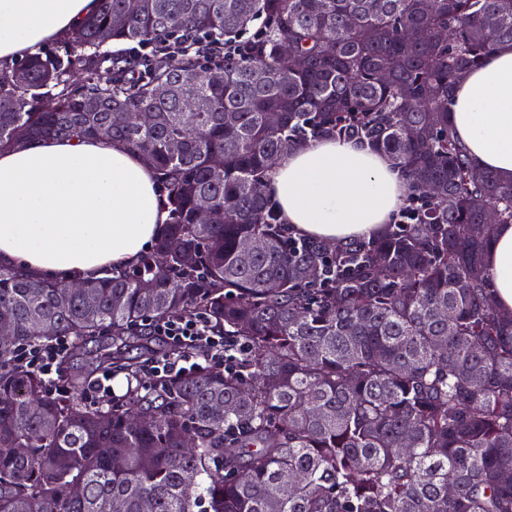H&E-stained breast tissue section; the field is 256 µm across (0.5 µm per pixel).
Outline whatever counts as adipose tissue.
<instances>
[{"mask_svg":"<svg viewBox=\"0 0 512 512\" xmlns=\"http://www.w3.org/2000/svg\"><path fill=\"white\" fill-rule=\"evenodd\" d=\"M96 0H0V64L11 66L74 30ZM454 135L473 164L512 180V45L457 81ZM265 191L301 236L347 241L391 223L411 193L397 161L322 137L284 152ZM168 217L144 157L119 142L41 138L0 150V261L50 281H82L134 264ZM499 307L512 311V224L487 253Z\"/></svg>","mask_w":512,"mask_h":512,"instance_id":"1","label":"adipose tissue"}]
</instances>
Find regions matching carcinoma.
<instances>
[{"instance_id": "1", "label": "carcinoma", "mask_w": 512, "mask_h": 512, "mask_svg": "<svg viewBox=\"0 0 512 512\" xmlns=\"http://www.w3.org/2000/svg\"><path fill=\"white\" fill-rule=\"evenodd\" d=\"M114 42L154 51L132 59ZM503 43L512 0H97L68 53L27 57L24 83L1 69L0 148L119 141L151 157L169 215L135 266L81 293L0 262V323L14 328L0 344V512H512V319L484 264L485 214L512 223V181L474 166L448 120L456 80ZM191 93L211 109L192 111ZM115 109L143 120L117 126ZM327 136L393 156L412 194L435 195L412 224L289 243L270 167ZM204 203L211 224L197 222ZM252 239L265 246L245 261ZM193 314L249 352L107 407L49 391L14 359L53 340L43 321L76 354Z\"/></svg>"}]
</instances>
